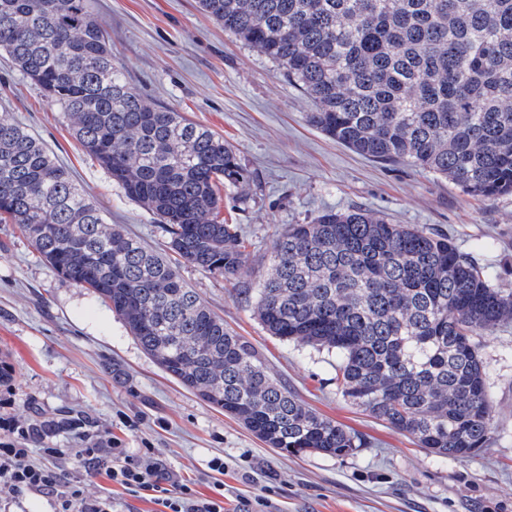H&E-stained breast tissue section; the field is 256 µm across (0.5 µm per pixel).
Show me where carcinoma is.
<instances>
[{
	"label": "carcinoma",
	"instance_id": "1",
	"mask_svg": "<svg viewBox=\"0 0 512 512\" xmlns=\"http://www.w3.org/2000/svg\"><path fill=\"white\" fill-rule=\"evenodd\" d=\"M198 7L309 97L308 123L336 143L473 197L512 196V0ZM0 50L157 217L171 251L236 277L249 254L240 227L219 220L220 191L244 198L250 173L223 136L130 85L87 0H0ZM0 223L18 225L47 265L104 302L163 372L268 446L343 457L365 445L298 399L169 260L107 223L45 144L2 118ZM270 266L255 317L282 342L336 355L346 402L438 458L488 447L493 396L478 337L512 324V286L452 238L360 209L288 225Z\"/></svg>",
	"mask_w": 512,
	"mask_h": 512
}]
</instances>
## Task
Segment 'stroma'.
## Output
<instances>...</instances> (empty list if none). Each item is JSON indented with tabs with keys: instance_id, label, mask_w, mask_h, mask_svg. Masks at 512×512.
Segmentation results:
<instances>
[{
	"instance_id": "obj_1",
	"label": "stroma",
	"mask_w": 512,
	"mask_h": 512,
	"mask_svg": "<svg viewBox=\"0 0 512 512\" xmlns=\"http://www.w3.org/2000/svg\"><path fill=\"white\" fill-rule=\"evenodd\" d=\"M88 4L111 34L129 82L150 103L175 106L222 135L254 176L247 202L228 190L221 209L240 226L250 254L235 282L189 265L180 266L182 278L227 328L254 344L272 374L366 445L345 457L269 448L166 375L104 303L44 264L16 225L0 224V355L13 368L0 397L12 398L13 418L24 425L39 414L72 411L107 438L117 413L142 416L127 447L149 441L203 496H211L215 478L208 462L223 458L226 512L258 497L270 501L271 512H512V325L480 339L494 393L491 443L477 456L448 461L344 401L334 358L269 336L245 295L267 276L275 235L328 209L359 208L448 233L493 279L512 281V196L472 197L448 180L336 144L307 123L312 101L257 48L201 13L197 0ZM1 116L40 137L109 223L146 245L164 246L155 217L82 152L57 107L3 55ZM485 237L495 239L494 251H476ZM110 362L123 367L125 383L113 382Z\"/></svg>"
}]
</instances>
